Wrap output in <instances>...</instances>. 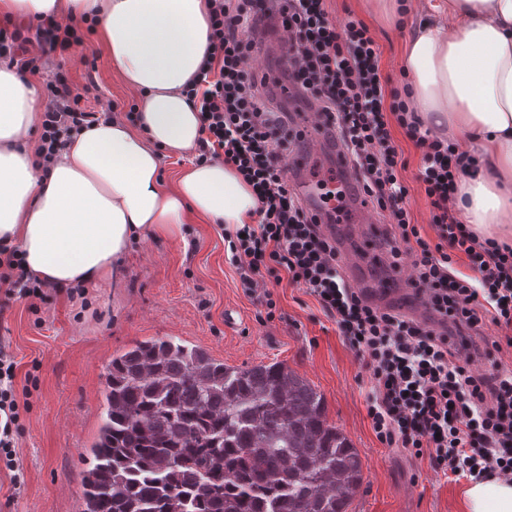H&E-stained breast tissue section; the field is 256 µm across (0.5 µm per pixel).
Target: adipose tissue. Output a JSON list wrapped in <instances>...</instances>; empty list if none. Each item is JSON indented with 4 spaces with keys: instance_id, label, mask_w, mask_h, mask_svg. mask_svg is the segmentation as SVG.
Wrapping results in <instances>:
<instances>
[{
    "instance_id": "1",
    "label": "adipose tissue",
    "mask_w": 512,
    "mask_h": 512,
    "mask_svg": "<svg viewBox=\"0 0 512 512\" xmlns=\"http://www.w3.org/2000/svg\"><path fill=\"white\" fill-rule=\"evenodd\" d=\"M414 29L402 70L422 121L476 156L453 197L473 231L512 246V0H436ZM94 22L126 86L143 96L133 119L81 128L50 162L29 138L36 85L0 64V242L28 275L58 288L117 280L133 242L179 238L190 218L232 227L258 200L223 161L196 163L167 184L160 151H195L202 136L185 86L208 44L209 0H0V15ZM463 512H512V480L469 484Z\"/></svg>"
}]
</instances>
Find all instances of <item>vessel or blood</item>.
Listing matches in <instances>:
<instances>
[{"mask_svg": "<svg viewBox=\"0 0 512 512\" xmlns=\"http://www.w3.org/2000/svg\"><path fill=\"white\" fill-rule=\"evenodd\" d=\"M348 154L337 151L330 167H322L306 154L291 155L287 162L289 176L296 179V191L301 199L318 216L327 230H334L336 223H352L355 217L368 206L364 197L355 193L349 169ZM404 285L401 275L391 276L381 284L366 289L371 300H391Z\"/></svg>", "mask_w": 512, "mask_h": 512, "instance_id": "1", "label": "vessel or blood"}]
</instances>
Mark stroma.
Returning a JSON list of instances; mask_svg holds the SVG:
<instances>
[{"label":"stroma","mask_w":512,"mask_h":512,"mask_svg":"<svg viewBox=\"0 0 512 512\" xmlns=\"http://www.w3.org/2000/svg\"><path fill=\"white\" fill-rule=\"evenodd\" d=\"M424 4L416 0L406 23L391 24L370 0H327L333 18L351 14L368 26L380 47L382 74L396 88L404 83L403 47L413 25L425 18ZM76 29L81 45L50 57L47 70L77 88L95 80L88 109L129 112L139 96L127 89L95 31L81 23ZM259 51L274 91L270 109L290 128L313 123L314 103L283 90L275 22L266 25ZM391 131L407 162L403 177L413 222L426 240L437 243L417 179L421 151L402 128ZM371 227L381 250H388L390 228L375 210L361 213L354 225L336 227L343 269L363 284L391 271L389 261L374 266L360 259ZM230 257L223 225L194 220L183 240L134 243L119 281L75 291L47 285L39 298H9L0 288V302L7 304L0 313V343L17 363L19 419L12 437L24 474L23 483H14L12 471L0 463V512H80L89 450L105 416L110 364L136 343L165 337L199 347L229 367L284 364L322 394L328 423L350 440L363 464L362 484L347 512H461L467 479L452 480L428 460L411 459L377 439L367 414L370 372L316 299L289 279L278 282L270 275L264 290H248ZM267 291L275 302L271 309L263 298Z\"/></svg>","instance_id":"obj_1"}]
</instances>
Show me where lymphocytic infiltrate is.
Here are the masks:
<instances>
[{"label": "lymphocytic infiltrate", "instance_id": "f902f5d3", "mask_svg": "<svg viewBox=\"0 0 512 512\" xmlns=\"http://www.w3.org/2000/svg\"><path fill=\"white\" fill-rule=\"evenodd\" d=\"M278 19L280 64L288 83L332 119V136L350 154L357 183L390 224L393 267L423 296L429 318L366 300L343 275L340 252L290 188L286 159L292 132L270 119L266 83L254 65L261 23ZM36 50H29V43ZM74 27L41 21L35 39L0 27V56L19 75L39 72L42 57L78 44ZM381 52L355 18H330L326 0H211L205 58L186 97L201 118L199 159L234 166L255 192L258 220L226 233L244 287L258 286L273 262L315 297L371 373L368 416L383 443L455 478L512 477V371L491 356L506 341L474 347L485 323H512V247L480 240L450 208L464 167L447 140L408 114L387 92ZM40 153L52 156L71 132L97 120L65 79L47 84ZM422 148L425 186L439 241L430 243L405 206V162L389 118ZM464 254L470 274L453 271Z\"/></svg>", "mask_w": 512, "mask_h": 512}]
</instances>
